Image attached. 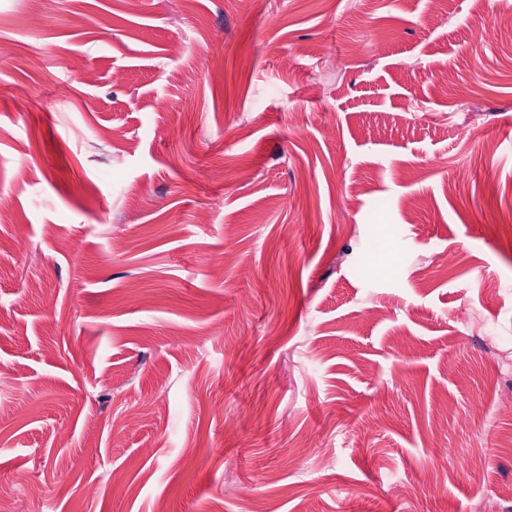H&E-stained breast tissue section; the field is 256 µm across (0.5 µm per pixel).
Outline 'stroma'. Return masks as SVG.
<instances>
[{
    "label": "stroma",
    "instance_id": "stroma-1",
    "mask_svg": "<svg viewBox=\"0 0 512 512\" xmlns=\"http://www.w3.org/2000/svg\"><path fill=\"white\" fill-rule=\"evenodd\" d=\"M510 22L0 0V496L512 512Z\"/></svg>",
    "mask_w": 512,
    "mask_h": 512
}]
</instances>
